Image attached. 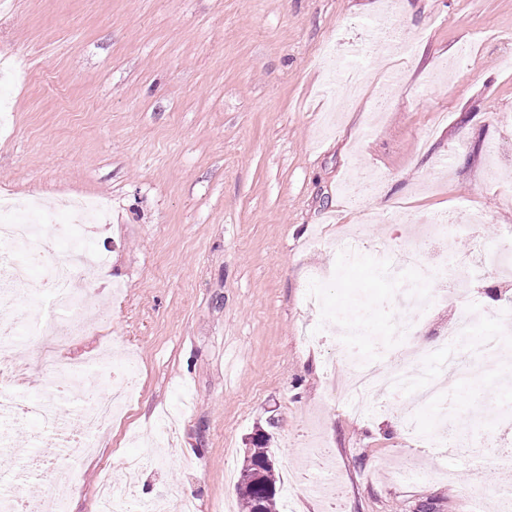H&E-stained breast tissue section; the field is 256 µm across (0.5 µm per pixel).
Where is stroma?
Masks as SVG:
<instances>
[{
    "label": "stroma",
    "mask_w": 512,
    "mask_h": 512,
    "mask_svg": "<svg viewBox=\"0 0 512 512\" xmlns=\"http://www.w3.org/2000/svg\"><path fill=\"white\" fill-rule=\"evenodd\" d=\"M384 26L407 54L374 55ZM510 53L512 0H399L389 18L382 0H0V54L14 65L0 77L13 109L0 194L22 207L108 203L110 223L86 233L105 281L74 286L89 307L108 302L109 321L63 354L89 357L107 339L138 374L127 418L100 432L93 457L64 445L76 402L34 392L58 419L28 416L13 447L62 445L37 472L0 451V484L41 495L61 471L69 512H97L101 479L125 489V459L142 456L131 497L177 487L197 512H238L224 467L241 466L260 428L281 467H305L317 438L340 489L331 501L296 487L278 512H496L508 476L492 457L426 450L424 476L391 479L410 454L399 400L351 415L328 397L326 371L353 316L365 355L386 365L435 342L473 299L477 332L499 331L494 314L512 302L495 257L512 248ZM438 213L478 219L477 235L448 243L474 266L471 298L432 301L400 339L375 253L348 264L336 244L358 229L399 245L405 216ZM321 271L318 309L306 291Z\"/></svg>",
    "instance_id": "1"
}]
</instances>
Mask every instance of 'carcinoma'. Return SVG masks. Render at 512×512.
<instances>
[{
	"instance_id": "obj_1",
	"label": "carcinoma",
	"mask_w": 512,
	"mask_h": 512,
	"mask_svg": "<svg viewBox=\"0 0 512 512\" xmlns=\"http://www.w3.org/2000/svg\"><path fill=\"white\" fill-rule=\"evenodd\" d=\"M268 444L269 437L259 431L251 436L237 482L240 512H276L280 479Z\"/></svg>"
}]
</instances>
